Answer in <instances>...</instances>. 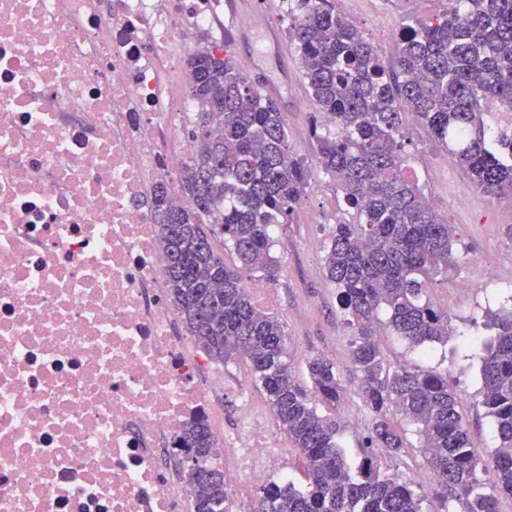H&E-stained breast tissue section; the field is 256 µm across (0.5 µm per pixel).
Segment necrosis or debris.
<instances>
[{
  "label": "necrosis or debris",
  "instance_id": "1",
  "mask_svg": "<svg viewBox=\"0 0 512 512\" xmlns=\"http://www.w3.org/2000/svg\"><path fill=\"white\" fill-rule=\"evenodd\" d=\"M224 0H0V512H194L210 390L164 295L149 201L183 203L184 62ZM221 434L226 512L287 481L262 419Z\"/></svg>",
  "mask_w": 512,
  "mask_h": 512
}]
</instances>
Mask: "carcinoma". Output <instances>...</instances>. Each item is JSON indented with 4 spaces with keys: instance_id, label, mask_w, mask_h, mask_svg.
I'll use <instances>...</instances> for the list:
<instances>
[{
    "instance_id": "1",
    "label": "carcinoma",
    "mask_w": 512,
    "mask_h": 512,
    "mask_svg": "<svg viewBox=\"0 0 512 512\" xmlns=\"http://www.w3.org/2000/svg\"><path fill=\"white\" fill-rule=\"evenodd\" d=\"M289 35L318 109L336 132L311 129L314 164L336 182L351 216L333 227L325 257L327 281L352 330L350 357L367 408L380 417L373 440L399 450L402 438L383 420L392 411L415 426L434 476L439 512H498L497 495H512V308L485 314L490 340L466 336L481 361V404L493 421L497 450L471 448L448 373L391 367L376 340L378 313L425 356L454 335L448 312L427 297L428 285L454 263L453 225L424 201L401 130L406 115L448 150L487 196H512V0H448L428 20L412 18L398 32L388 69L361 29L330 0H297ZM220 48L190 51V91L200 112L188 129L191 164L180 175L187 202L169 203L167 187L152 195L166 265L168 297L185 328L212 361L244 359L266 392L271 411L294 444L308 483H266L253 512H424L413 481L387 474L372 460L357 472L340 449L339 422L318 413L344 393L333 365L306 366L313 395L298 386L286 360V334L258 309L244 274L275 279L272 230L289 222L308 180V166L288 144L279 103L264 95ZM222 128L216 137L212 128ZM235 255L224 261L215 241ZM179 447L195 463L188 481L195 512H224V471L205 464L215 448L203 417L189 422ZM491 472L494 482H483Z\"/></svg>"
}]
</instances>
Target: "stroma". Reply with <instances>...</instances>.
<instances>
[{
	"mask_svg": "<svg viewBox=\"0 0 512 512\" xmlns=\"http://www.w3.org/2000/svg\"><path fill=\"white\" fill-rule=\"evenodd\" d=\"M337 12L358 25L384 62L394 58L397 25L413 16L428 19L442 12L446 0H331ZM288 70L295 83L297 106L284 113L290 149L294 155L311 159L310 130L323 124L325 116L312 100L304 82L296 53L288 55ZM410 136L406 150L418 173L419 184L431 200L432 208L456 231L454 264L446 280L430 284L428 297L447 310L455 334L447 343L434 345L429 364L446 372L454 387L459 409L472 448L481 455L494 453L497 441L492 421L480 403L479 363L465 358L458 335L473 329L487 308L506 304L512 297V239L503 230L512 224V197L489 199L478 193L470 180L452 162L446 149L432 140L414 119L407 118ZM344 216L335 183L320 171H313L310 184L288 224L278 228L272 253L279 261V274L272 284L274 299L269 308L283 324L287 361L292 376L303 389H310L306 361L314 356L328 360L345 387L336 405L322 407V414L341 424L339 439L352 464L373 455L382 471L417 479L427 462L415 435H407L409 445L399 452L387 448H366L375 416L366 407L350 359V328L337 309L336 290L327 284L324 257L331 242L330 232ZM495 264H487V257ZM213 383L212 404L232 423L237 407L224 391L225 379L244 383L255 412L266 416L263 438L272 448L285 451L288 475L296 486L307 483L298 464V451L289 441L270 407L264 391L252 378L248 363L206 362L202 371Z\"/></svg>",
	"mask_w": 512,
	"mask_h": 512,
	"instance_id": "35a3bbf8",
	"label": "stroma"
}]
</instances>
